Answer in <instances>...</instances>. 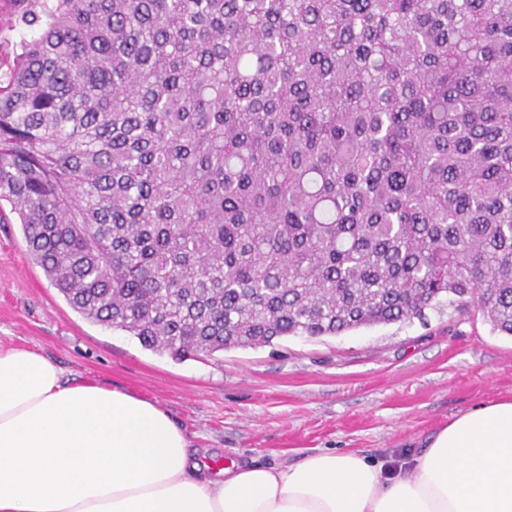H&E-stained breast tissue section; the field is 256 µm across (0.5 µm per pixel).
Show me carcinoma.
<instances>
[{"instance_id": "obj_1", "label": "carcinoma", "mask_w": 512, "mask_h": 512, "mask_svg": "<svg viewBox=\"0 0 512 512\" xmlns=\"http://www.w3.org/2000/svg\"><path fill=\"white\" fill-rule=\"evenodd\" d=\"M0 202L75 311L212 357L443 302L512 335V0H23Z\"/></svg>"}]
</instances>
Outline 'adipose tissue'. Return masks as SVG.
<instances>
[{"instance_id": "1", "label": "adipose tissue", "mask_w": 512, "mask_h": 512, "mask_svg": "<svg viewBox=\"0 0 512 512\" xmlns=\"http://www.w3.org/2000/svg\"><path fill=\"white\" fill-rule=\"evenodd\" d=\"M188 448L157 403L0 343V512H512V399L458 415L393 469L325 451L213 472Z\"/></svg>"}]
</instances>
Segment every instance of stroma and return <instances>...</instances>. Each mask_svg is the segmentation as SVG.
Listing matches in <instances>:
<instances>
[{"instance_id":"35a3bbf8","label":"stroma","mask_w":512,"mask_h":512,"mask_svg":"<svg viewBox=\"0 0 512 512\" xmlns=\"http://www.w3.org/2000/svg\"><path fill=\"white\" fill-rule=\"evenodd\" d=\"M0 0V75L30 31ZM0 342L42 353L66 378L157 402L212 462L291 464L322 450L394 463L481 403L512 399V336L444 304L402 323L183 360L93 323L54 288L0 209Z\"/></svg>"}]
</instances>
